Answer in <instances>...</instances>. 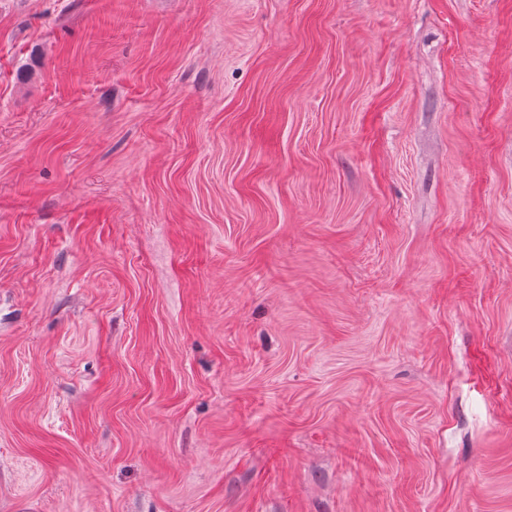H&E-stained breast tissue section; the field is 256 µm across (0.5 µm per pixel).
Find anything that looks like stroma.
I'll use <instances>...</instances> for the list:
<instances>
[{"mask_svg": "<svg viewBox=\"0 0 512 512\" xmlns=\"http://www.w3.org/2000/svg\"><path fill=\"white\" fill-rule=\"evenodd\" d=\"M0 512H512V0H0Z\"/></svg>", "mask_w": 512, "mask_h": 512, "instance_id": "stroma-1", "label": "stroma"}]
</instances>
